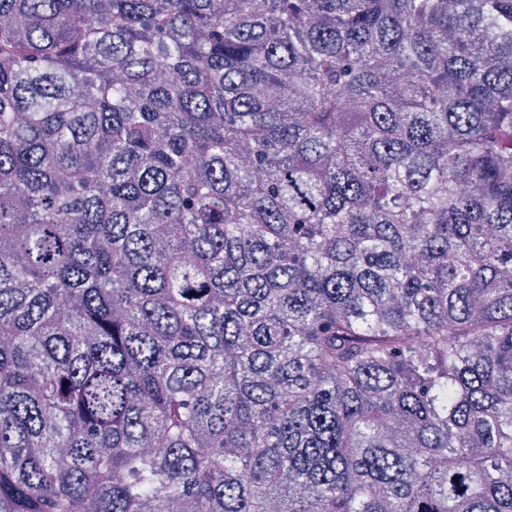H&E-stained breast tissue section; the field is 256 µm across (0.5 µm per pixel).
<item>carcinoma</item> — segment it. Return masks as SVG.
Wrapping results in <instances>:
<instances>
[{
	"mask_svg": "<svg viewBox=\"0 0 512 512\" xmlns=\"http://www.w3.org/2000/svg\"><path fill=\"white\" fill-rule=\"evenodd\" d=\"M512 512V0H0V512Z\"/></svg>",
	"mask_w": 512,
	"mask_h": 512,
	"instance_id": "carcinoma-1",
	"label": "carcinoma"
}]
</instances>
